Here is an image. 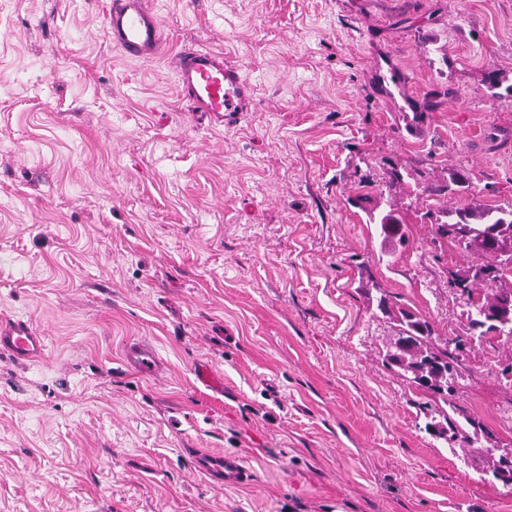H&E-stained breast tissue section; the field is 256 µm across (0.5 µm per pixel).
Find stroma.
Returning a JSON list of instances; mask_svg holds the SVG:
<instances>
[{"label": "stroma", "instance_id": "1", "mask_svg": "<svg viewBox=\"0 0 512 512\" xmlns=\"http://www.w3.org/2000/svg\"><path fill=\"white\" fill-rule=\"evenodd\" d=\"M108 5L0 0V317L44 348L0 353V512H512L428 431L377 308L471 334L475 258L435 215L512 206V0H151L154 61L112 46ZM185 45L248 77L235 126L179 97ZM454 169L469 189L439 193ZM389 209L405 245L367 221ZM140 340L163 373L127 362ZM511 363L461 354L486 448H512ZM224 452L249 484L196 470Z\"/></svg>", "mask_w": 512, "mask_h": 512}]
</instances>
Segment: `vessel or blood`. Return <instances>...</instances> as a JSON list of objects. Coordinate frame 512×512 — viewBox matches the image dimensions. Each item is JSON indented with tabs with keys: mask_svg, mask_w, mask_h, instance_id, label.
<instances>
[{
	"mask_svg": "<svg viewBox=\"0 0 512 512\" xmlns=\"http://www.w3.org/2000/svg\"><path fill=\"white\" fill-rule=\"evenodd\" d=\"M105 29L113 46L134 59L154 58L162 46L161 23L148 0H111ZM176 73L181 97L208 116L212 125H224L233 121L237 113L248 111L250 83L241 69L226 62L223 56L182 47L176 57ZM41 349L40 337L26 322L0 324V352L29 358ZM126 358L148 376L161 368L155 353L143 344L130 346ZM198 467L212 481L227 487H238L251 480L243 459L234 454L200 456Z\"/></svg>",
	"mask_w": 512,
	"mask_h": 512,
	"instance_id": "b4317fda",
	"label": "vessel or blood"
}]
</instances>
